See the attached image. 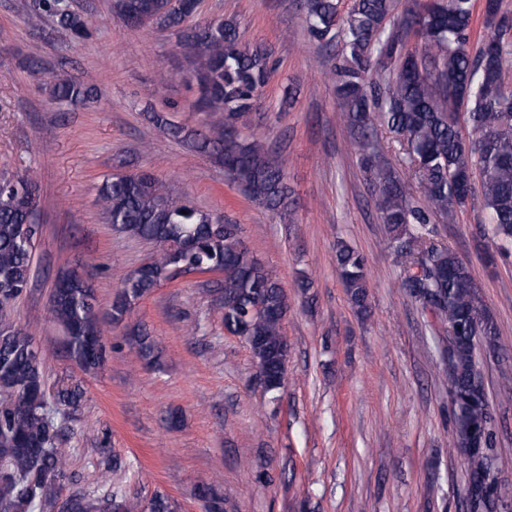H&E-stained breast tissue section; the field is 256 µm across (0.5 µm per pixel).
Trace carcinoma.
<instances>
[{
    "label": "carcinoma",
    "mask_w": 512,
    "mask_h": 512,
    "mask_svg": "<svg viewBox=\"0 0 512 512\" xmlns=\"http://www.w3.org/2000/svg\"><path fill=\"white\" fill-rule=\"evenodd\" d=\"M41 10L74 38H85L93 16L73 10L69 0H39ZM308 32L328 50H337L331 78L342 100L343 125L369 137L370 114L401 136L402 160L414 180L404 178L376 146L366 145L359 164L374 186L375 209L389 232L390 248L403 267V287L448 332V379L454 427L449 446L463 457L468 512H502L501 488L489 478L486 450L494 432L483 376L476 359L481 344L493 349L498 329L484 308L469 267L450 246L435 239V222L468 204L457 176L478 175L483 208L495 238L512 244V17L500 4L484 10L490 35L476 50L470 42L475 0H352L344 15L338 0H302ZM193 8L172 7L157 18L161 26L179 24ZM421 39L419 48L410 36ZM190 81L200 91L197 111L208 117V131L175 127L194 150L210 156L249 195L267 209L286 214L294 204L282 164L272 161L251 134L239 127L252 111L273 72L267 53L242 45L233 20L205 22L184 34ZM51 97L72 104L94 99V90L56 78ZM38 182L31 175L0 179V305L27 288L35 242L24 226L38 217ZM98 203L112 223L129 235L162 245L144 269L120 282L108 311L77 270L61 274L67 287L54 290L49 311L63 332L67 357L83 372L106 360L102 323H121L136 301L183 265L224 266V324L244 325L258 371L269 393L282 388L287 343L282 323L288 312L284 287L244 245L235 224L174 198L159 177L139 171L113 177L98 187ZM191 250H181L187 234ZM336 270L351 305L364 318L371 303L363 256L342 239L336 242ZM141 361H151L148 337H135ZM80 384L47 393L42 355L34 337L0 317V512H56L69 481V449L59 447L53 413L77 408ZM198 496L209 512H223L222 499L209 486ZM179 512L168 493L155 491L134 501L111 491L100 496L70 494V512Z\"/></svg>",
    "instance_id": "carcinoma-1"
}]
</instances>
